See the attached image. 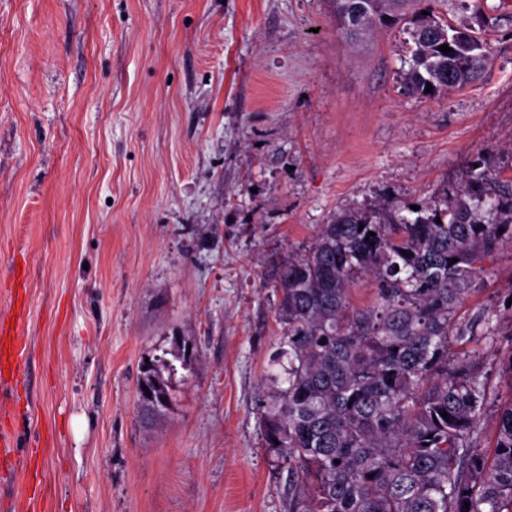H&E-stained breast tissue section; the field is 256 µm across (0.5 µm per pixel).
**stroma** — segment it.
I'll use <instances>...</instances> for the list:
<instances>
[{
  "label": "stroma",
  "mask_w": 512,
  "mask_h": 512,
  "mask_svg": "<svg viewBox=\"0 0 512 512\" xmlns=\"http://www.w3.org/2000/svg\"><path fill=\"white\" fill-rule=\"evenodd\" d=\"M486 38L419 98L407 23L339 31L334 0H0V512H293L260 399L283 374L263 282L334 214L411 206L474 160L512 178V0H412ZM512 315V247L462 308ZM482 353L496 367L512 327ZM170 394L139 412L147 363Z\"/></svg>",
  "instance_id": "35a3bbf8"
}]
</instances>
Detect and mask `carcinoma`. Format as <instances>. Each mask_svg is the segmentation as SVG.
<instances>
[{
    "mask_svg": "<svg viewBox=\"0 0 512 512\" xmlns=\"http://www.w3.org/2000/svg\"><path fill=\"white\" fill-rule=\"evenodd\" d=\"M405 2L336 0V13L344 30L355 8L366 25L387 27ZM410 35L402 81L416 96L428 85L434 94L462 88L492 58L487 40L433 15L412 22ZM504 246L512 247V178L473 166L407 215L399 207L339 213L278 264L271 288L287 386L262 401V439L286 449L289 485L310 482L304 512H512V397L495 406L479 357L451 352L472 333L459 312L482 262ZM362 277L372 300L354 306L350 286ZM475 322L491 339L501 315L485 308ZM143 384L149 419L168 392L154 365Z\"/></svg>",
    "mask_w": 512,
    "mask_h": 512,
    "instance_id": "carcinoma-1",
    "label": "carcinoma"
}]
</instances>
